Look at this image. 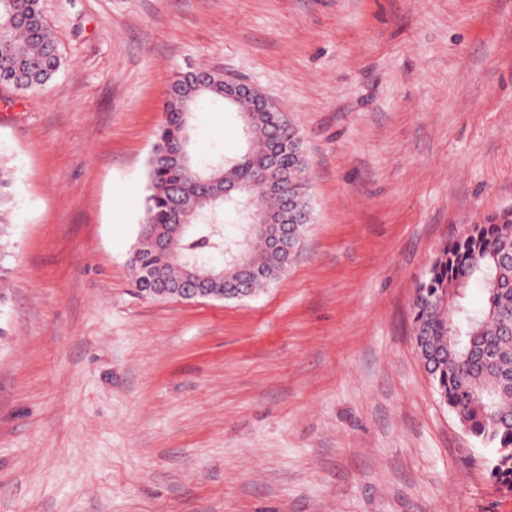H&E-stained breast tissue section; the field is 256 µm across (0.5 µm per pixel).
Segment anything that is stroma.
I'll return each instance as SVG.
<instances>
[{
  "instance_id": "stroma-1",
  "label": "stroma",
  "mask_w": 512,
  "mask_h": 512,
  "mask_svg": "<svg viewBox=\"0 0 512 512\" xmlns=\"http://www.w3.org/2000/svg\"><path fill=\"white\" fill-rule=\"evenodd\" d=\"M62 66L0 86L16 191L0 512H512L437 394L412 301L512 209V0H42ZM297 126L313 222L243 300L149 298L129 257L172 76ZM194 148L244 149L195 113ZM203 73L207 78V86L210 90L205 96L199 93V89L191 83L183 81V74L189 72L177 73L173 76L169 85L167 97L172 96V92L178 91V93L186 98L187 100L195 98L199 100L198 106L202 103H217V102H231L237 103L243 99H254L261 101L262 103L266 100V96L263 92L252 84L231 77H224L223 75L217 74L209 69H195ZM191 70L190 72H195ZM224 92V98H223Z\"/></svg>"
}]
</instances>
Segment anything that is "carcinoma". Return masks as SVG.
<instances>
[{
    "mask_svg": "<svg viewBox=\"0 0 512 512\" xmlns=\"http://www.w3.org/2000/svg\"><path fill=\"white\" fill-rule=\"evenodd\" d=\"M61 56L43 16L41 0H0V85L33 91L49 83ZM209 91L173 76L167 96L178 92L199 103L223 101L224 76L200 69ZM188 127L174 101L146 165L147 195L138 239L130 254L135 286L147 297H174L191 286L206 294L221 288L236 298L276 282L287 270L309 224L292 223L280 191L264 184L255 205L292 226L296 242L286 252L265 243L238 202L218 198L224 182L213 175L250 183L257 165L269 155L285 176L288 194L301 211L313 214L306 159L300 133L285 112L254 113L252 161L219 169L213 160L185 166L179 158ZM13 180L0 164V305L10 288L12 256L10 215ZM168 239L166 249L151 237ZM472 284L485 300L473 308L464 302ZM416 348L437 393L466 431L494 454L493 474L512 491V210L471 224L438 252L413 300Z\"/></svg>",
    "mask_w": 512,
    "mask_h": 512,
    "instance_id": "obj_1",
    "label": "carcinoma"
}]
</instances>
